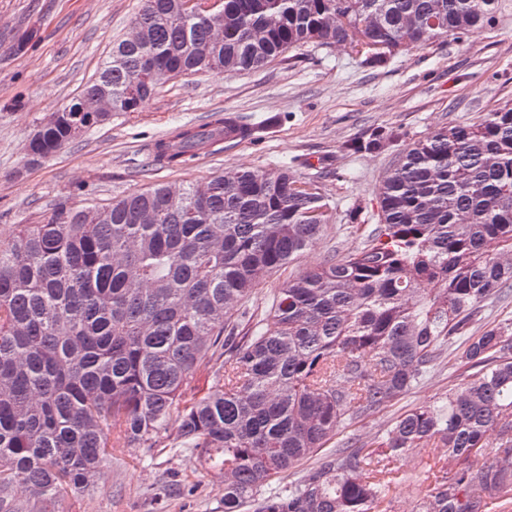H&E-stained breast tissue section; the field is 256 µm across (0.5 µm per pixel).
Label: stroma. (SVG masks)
Here are the masks:
<instances>
[{
  "instance_id": "1",
  "label": "stroma",
  "mask_w": 512,
  "mask_h": 512,
  "mask_svg": "<svg viewBox=\"0 0 512 512\" xmlns=\"http://www.w3.org/2000/svg\"><path fill=\"white\" fill-rule=\"evenodd\" d=\"M142 0H0V238L44 211L105 203L161 181L195 183L240 167L266 168L293 158L319 176L336 219L318 245L269 276L261 300L331 255L359 247L378 221L377 192L397 150L445 122H474L512 104V0H499L495 25L462 39H439L369 67L349 49L309 45L286 60L236 76L184 75L150 96L139 111L113 114L39 166H22L29 136L69 103L127 31ZM36 37L18 49L28 29ZM230 112L257 124L255 139L226 142L179 169L150 165L155 143L182 124ZM377 126L403 137L371 156L340 150ZM361 205L358 223L346 211ZM456 374L446 368L385 407L364 426L374 433L407 410L437 401ZM69 512H224L218 469L177 447L127 452L105 466L97 490Z\"/></svg>"
}]
</instances>
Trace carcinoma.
<instances>
[{"label": "carcinoma", "instance_id": "1", "mask_svg": "<svg viewBox=\"0 0 512 512\" xmlns=\"http://www.w3.org/2000/svg\"><path fill=\"white\" fill-rule=\"evenodd\" d=\"M497 0H224V15L144 0L80 95L30 143L55 156L139 111L169 79L260 69L307 45L348 44L379 67L495 22ZM256 127L213 112L176 127L153 162L183 168ZM401 133L347 140L377 153ZM294 165L155 183L105 204L53 209L0 241V512H65L130 448L180 446L223 471L224 512H388L402 476L431 486L413 512H512V320L477 331L512 295V106L446 123L398 154L379 224L251 303L315 247L333 208ZM454 356L459 382L373 434L346 427L405 396ZM212 382L190 391L198 374ZM288 486H282L283 482Z\"/></svg>", "mask_w": 512, "mask_h": 512}]
</instances>
